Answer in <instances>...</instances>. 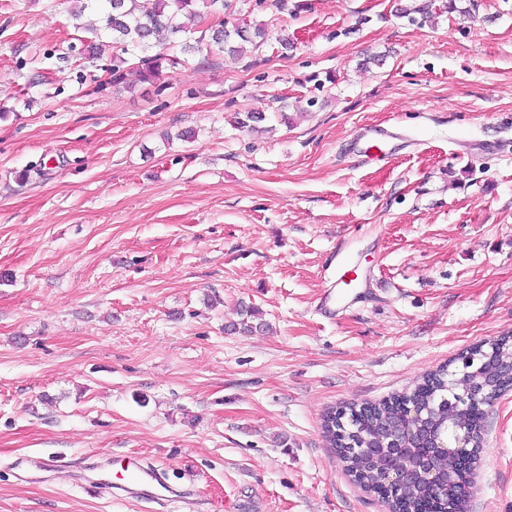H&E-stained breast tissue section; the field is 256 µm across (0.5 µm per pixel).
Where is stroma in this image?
Wrapping results in <instances>:
<instances>
[{
  "label": "stroma",
  "mask_w": 512,
  "mask_h": 512,
  "mask_svg": "<svg viewBox=\"0 0 512 512\" xmlns=\"http://www.w3.org/2000/svg\"><path fill=\"white\" fill-rule=\"evenodd\" d=\"M288 2L118 92L75 50L94 13L0 0V512H144L88 484L123 456L160 512H389L325 415L512 336V0ZM480 426L468 512H512V390ZM120 479L122 482L112 487L117 494L125 493L158 505H164L175 496V493L168 489L163 470L138 459H129L125 466H122Z\"/></svg>",
  "instance_id": "1"
}]
</instances>
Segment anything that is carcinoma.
Here are the masks:
<instances>
[{"label": "carcinoma", "mask_w": 512, "mask_h": 512, "mask_svg": "<svg viewBox=\"0 0 512 512\" xmlns=\"http://www.w3.org/2000/svg\"><path fill=\"white\" fill-rule=\"evenodd\" d=\"M75 20L85 11L97 13L99 26L92 29L94 39L89 41V53L97 55L102 47L112 49V85L133 89L142 83L159 79L163 69H174L186 64L185 54L208 57L212 44L224 45L230 54L243 51L236 41L249 42L264 38L265 27L228 25L223 19L232 0H74ZM456 0H424L412 11L424 18L437 12H454ZM462 381L448 378L445 368L427 375L423 382L409 392L379 403L367 404L350 413L351 422L345 431L344 443L358 447L379 444L385 426L403 419L406 407L415 409L423 428L434 429L451 425L456 431L466 430L479 423L482 413L474 408H463L457 403L456 389L477 376L466 372ZM335 451L351 475L360 474L364 487L378 490L385 479V470L370 460L357 455L353 449L333 440ZM430 484L421 480L410 491L407 505L411 509L432 506ZM468 481L448 483L437 507L450 512H465Z\"/></svg>", "instance_id": "carcinoma-1"}]
</instances>
